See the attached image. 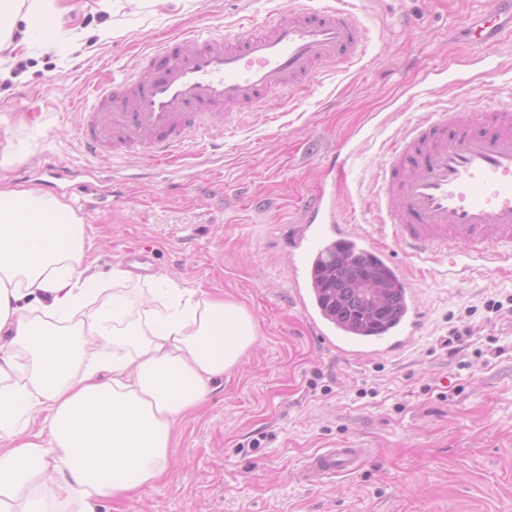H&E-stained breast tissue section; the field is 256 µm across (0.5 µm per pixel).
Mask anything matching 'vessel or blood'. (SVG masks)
<instances>
[{
  "label": "vessel or blood",
  "instance_id": "vessel-or-blood-1",
  "mask_svg": "<svg viewBox=\"0 0 512 512\" xmlns=\"http://www.w3.org/2000/svg\"><path fill=\"white\" fill-rule=\"evenodd\" d=\"M506 31H512V0H489L464 37L484 49ZM363 48V28L352 12L331 5L291 8L234 31L190 30L155 42L142 52L137 69L97 81L90 104L81 108L79 139L92 155L137 153L171 165L202 135L220 136L236 126L242 110L312 88L324 68L359 57ZM373 221L389 227V242L355 229L334 200L320 193L303 202L292 226L294 300L312 333L353 360L404 350L421 327L420 295L396 252H512V103L489 105L477 116L444 108L407 129L377 174ZM335 249L396 278V316L357 330L329 313L318 291V263ZM123 262L137 277L153 273L149 252L128 251ZM370 456L366 448H324L306 459L301 476L353 472Z\"/></svg>",
  "mask_w": 512,
  "mask_h": 512
}]
</instances>
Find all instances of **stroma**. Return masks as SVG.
Masks as SVG:
<instances>
[{
    "label": "stroma",
    "instance_id": "1",
    "mask_svg": "<svg viewBox=\"0 0 512 512\" xmlns=\"http://www.w3.org/2000/svg\"><path fill=\"white\" fill-rule=\"evenodd\" d=\"M70 2L79 47L5 51L0 188L70 205L102 287L131 314L163 278L235 300L259 325L242 366L178 426L165 476L134 498L102 500L98 512H512V256L402 257L422 329L409 348L364 363L312 334L282 260L297 205L345 147L336 205L387 237L368 210L390 143L434 109L512 99V34L478 61L460 31L482 0H345L365 32L359 58L307 94L244 112L223 154L202 151L169 170L80 145L77 106L102 69L131 68L149 43L187 28L228 30L321 0H116L111 13ZM106 26L115 35L99 39ZM58 168L67 180L55 179ZM137 246L154 251L152 279L121 272L122 252ZM492 299L500 312L487 310ZM454 328L466 335L452 349ZM348 444L372 451L360 470L299 480L307 456Z\"/></svg>",
    "mask_w": 512,
    "mask_h": 512
}]
</instances>
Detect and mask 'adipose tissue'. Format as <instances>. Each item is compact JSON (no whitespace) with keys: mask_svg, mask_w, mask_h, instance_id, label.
Masks as SVG:
<instances>
[{"mask_svg":"<svg viewBox=\"0 0 512 512\" xmlns=\"http://www.w3.org/2000/svg\"><path fill=\"white\" fill-rule=\"evenodd\" d=\"M66 14L60 0H29L0 17V48L19 28L23 44L60 49ZM48 211L55 223L42 222ZM153 296L130 317L124 296H103L70 205L0 189V512H49L73 499L95 512L100 500L152 486L169 468L177 423L259 339L235 301L197 288ZM93 347L105 356L90 359ZM37 417L41 432L25 435Z\"/></svg>","mask_w":512,"mask_h":512,"instance_id":"1","label":"adipose tissue"}]
</instances>
